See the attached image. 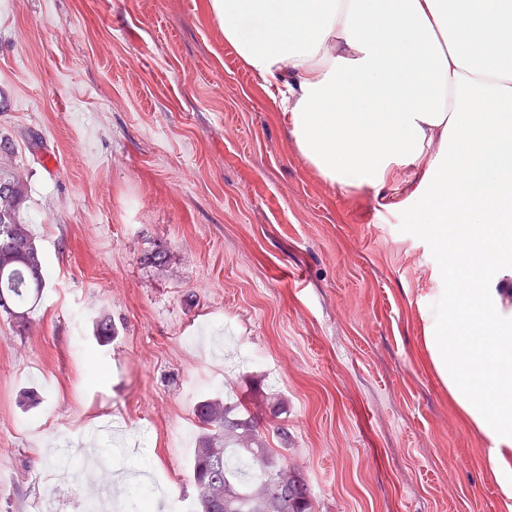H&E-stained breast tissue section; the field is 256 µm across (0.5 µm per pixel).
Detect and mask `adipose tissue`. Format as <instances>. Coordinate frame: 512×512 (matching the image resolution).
Here are the masks:
<instances>
[{"label": "adipose tissue", "instance_id": "ef3b65f1", "mask_svg": "<svg viewBox=\"0 0 512 512\" xmlns=\"http://www.w3.org/2000/svg\"><path fill=\"white\" fill-rule=\"evenodd\" d=\"M330 184L395 185L420 167L409 221L444 250L425 316L435 372L512 504V0H211Z\"/></svg>", "mask_w": 512, "mask_h": 512}]
</instances>
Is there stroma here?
Returning <instances> with one entry per match:
<instances>
[{
  "label": "stroma",
  "instance_id": "1",
  "mask_svg": "<svg viewBox=\"0 0 512 512\" xmlns=\"http://www.w3.org/2000/svg\"><path fill=\"white\" fill-rule=\"evenodd\" d=\"M0 132L50 259L29 333L0 318V512H75L84 478L34 449L104 419L149 428L126 466L192 502L179 431L223 392L286 400L316 512H512L424 347L439 250L324 181L210 0H0Z\"/></svg>",
  "mask_w": 512,
  "mask_h": 512
}]
</instances>
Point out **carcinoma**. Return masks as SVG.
Masks as SVG:
<instances>
[{"label": "carcinoma", "mask_w": 512, "mask_h": 512, "mask_svg": "<svg viewBox=\"0 0 512 512\" xmlns=\"http://www.w3.org/2000/svg\"><path fill=\"white\" fill-rule=\"evenodd\" d=\"M28 186L14 172L0 171V312L19 335L47 288L48 259L24 217ZM287 403L268 401L271 419L257 418L221 395L193 409L198 434L189 467L196 512H315L303 471L290 463L288 428L280 422ZM281 447L270 446V439Z\"/></svg>", "instance_id": "carcinoma-1"}]
</instances>
